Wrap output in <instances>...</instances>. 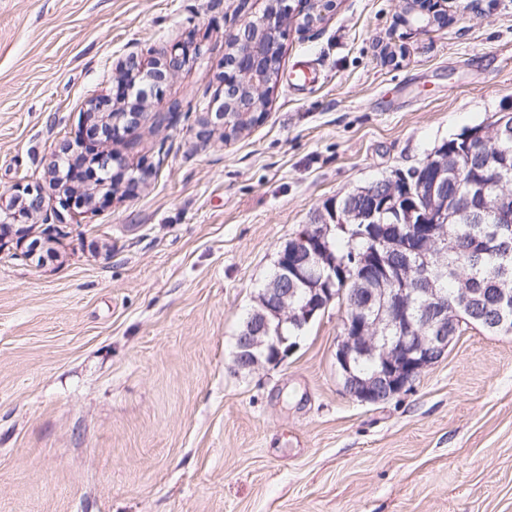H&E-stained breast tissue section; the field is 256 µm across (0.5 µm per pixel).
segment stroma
<instances>
[{
	"instance_id": "35a3bbf8",
	"label": "stroma",
	"mask_w": 512,
	"mask_h": 512,
	"mask_svg": "<svg viewBox=\"0 0 512 512\" xmlns=\"http://www.w3.org/2000/svg\"><path fill=\"white\" fill-rule=\"evenodd\" d=\"M288 3L281 77L228 141L198 132L268 0H0V192L48 185L128 58L188 57L93 146L146 181L83 207L48 190L18 224L61 225L50 254L0 251V512H512V335L465 326L376 405L344 391L333 304L284 362L232 367L286 241L512 108V0H444L427 27L405 0H336L308 28Z\"/></svg>"
}]
</instances>
